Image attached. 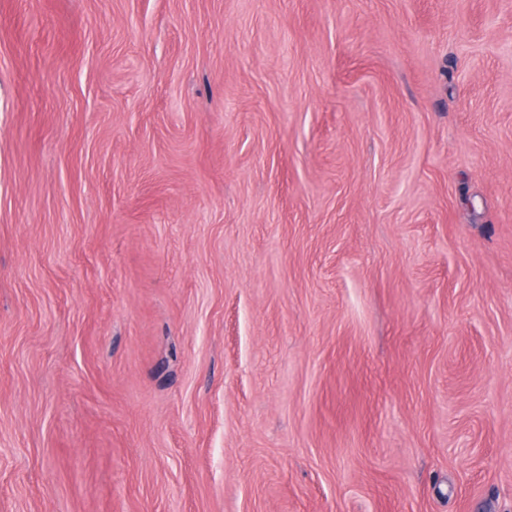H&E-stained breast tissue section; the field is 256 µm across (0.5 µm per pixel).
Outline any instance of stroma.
I'll return each instance as SVG.
<instances>
[{"label":"stroma","instance_id":"stroma-1","mask_svg":"<svg viewBox=\"0 0 512 512\" xmlns=\"http://www.w3.org/2000/svg\"><path fill=\"white\" fill-rule=\"evenodd\" d=\"M0 512H512V0H0Z\"/></svg>","mask_w":512,"mask_h":512}]
</instances>
